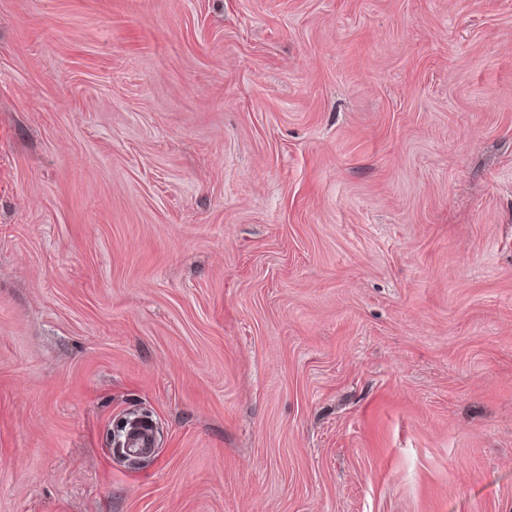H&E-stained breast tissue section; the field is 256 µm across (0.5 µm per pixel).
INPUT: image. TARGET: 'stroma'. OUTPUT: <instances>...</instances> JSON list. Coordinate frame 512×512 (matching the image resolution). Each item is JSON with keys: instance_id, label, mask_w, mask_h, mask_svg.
Masks as SVG:
<instances>
[{"instance_id": "1", "label": "stroma", "mask_w": 512, "mask_h": 512, "mask_svg": "<svg viewBox=\"0 0 512 512\" xmlns=\"http://www.w3.org/2000/svg\"><path fill=\"white\" fill-rule=\"evenodd\" d=\"M0 512H512V0H0Z\"/></svg>"}]
</instances>
